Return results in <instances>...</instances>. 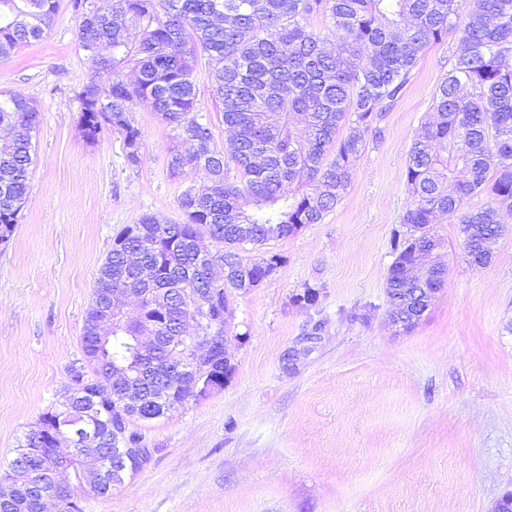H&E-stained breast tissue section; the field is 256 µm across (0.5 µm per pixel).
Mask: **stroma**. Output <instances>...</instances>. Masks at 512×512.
I'll list each match as a JSON object with an SVG mask.
<instances>
[{
  "mask_svg": "<svg viewBox=\"0 0 512 512\" xmlns=\"http://www.w3.org/2000/svg\"><path fill=\"white\" fill-rule=\"evenodd\" d=\"M77 27L72 0H58L47 34L0 63V89L40 112L28 195L0 246V472L63 399L118 231L145 213L178 220L182 191L207 185L190 165L170 175V130L144 106L132 112L139 165L111 129L83 138L78 93L112 80L77 50ZM454 42L420 55L335 209L272 243L274 272L231 293L236 370L223 389L134 422L149 461L111 497H85L83 512H496L512 493V215L502 214L507 230L483 268L466 260L459 216L436 225L443 247L427 264L447 267V281L413 328L388 321L391 243L412 203L409 152ZM196 82L216 142L231 147L206 59ZM307 288L320 293L316 307L295 301ZM317 320L321 341L308 353L303 336Z\"/></svg>",
  "mask_w": 512,
  "mask_h": 512,
  "instance_id": "stroma-1",
  "label": "stroma"
}]
</instances>
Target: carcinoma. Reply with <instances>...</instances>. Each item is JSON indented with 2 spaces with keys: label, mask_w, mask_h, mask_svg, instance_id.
Returning a JSON list of instances; mask_svg holds the SVG:
<instances>
[{
  "label": "carcinoma",
  "mask_w": 512,
  "mask_h": 512,
  "mask_svg": "<svg viewBox=\"0 0 512 512\" xmlns=\"http://www.w3.org/2000/svg\"><path fill=\"white\" fill-rule=\"evenodd\" d=\"M57 0H0V59L41 39ZM77 48L112 76L108 95L89 81L78 93L83 136L94 141L109 126L123 137L126 159L141 161V131L130 118L142 105L171 131L168 163L174 177L190 157L210 186H190L179 198L183 220L162 224L144 214L114 239L99 267L85 314L81 353L66 373V404L48 408L20 441L10 469L26 471L11 485L0 512H43L40 493L54 488L59 512H82L85 457L63 453L60 441L79 445L91 429L97 452L112 469L90 489L109 497L152 449L135 420L166 416L201 393L194 375H209V391L224 387L235 367L224 354L232 316L229 290L257 287L280 263L277 254L250 258L320 224L348 188L365 134L402 94L419 56L458 29L453 64L433 96L434 117L413 143L406 169L413 205L402 216L403 236L386 276L390 322L407 331L422 317L423 289L433 301L445 270L422 276L425 256L441 246L434 225L460 214L464 252L477 268L492 259L491 243L504 234L502 212H512V0H74ZM320 17L324 29L311 19ZM213 73L212 96L233 133L228 158L214 141L210 118L198 107L196 66ZM136 72L133 83L125 70ZM302 117L293 126L290 116ZM39 112L20 92L0 89V245L9 242L29 189ZM346 134H341V131ZM449 147L447 155L437 146ZM494 180H489V173ZM307 188H287L299 175ZM488 191L483 208L464 210L465 199ZM217 251L199 248L202 232ZM152 278L132 288L138 314L98 333L107 295L131 288L135 274L125 250ZM224 276L213 275L214 261ZM141 324L157 328L148 350L134 340ZM137 383L141 403L127 404L123 384ZM69 471L74 482L59 480Z\"/></svg>",
  "instance_id": "carcinoma-1"
}]
</instances>
